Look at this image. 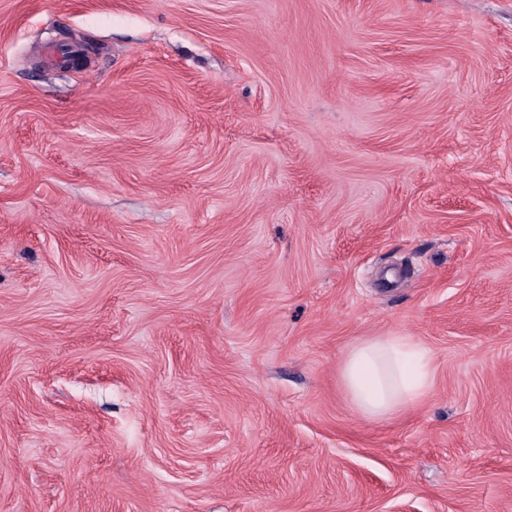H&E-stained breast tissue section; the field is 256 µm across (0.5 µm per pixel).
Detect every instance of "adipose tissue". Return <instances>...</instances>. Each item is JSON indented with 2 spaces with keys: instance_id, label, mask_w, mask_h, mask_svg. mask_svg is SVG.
<instances>
[{
  "instance_id": "adipose-tissue-1",
  "label": "adipose tissue",
  "mask_w": 512,
  "mask_h": 512,
  "mask_svg": "<svg viewBox=\"0 0 512 512\" xmlns=\"http://www.w3.org/2000/svg\"><path fill=\"white\" fill-rule=\"evenodd\" d=\"M341 384L357 410L385 419L419 403L434 380V360L409 336H374L355 345L343 361Z\"/></svg>"
}]
</instances>
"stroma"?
<instances>
[{
    "label": "stroma",
    "mask_w": 512,
    "mask_h": 512,
    "mask_svg": "<svg viewBox=\"0 0 512 512\" xmlns=\"http://www.w3.org/2000/svg\"><path fill=\"white\" fill-rule=\"evenodd\" d=\"M0 512H512V0H0ZM341 384L368 419H385L419 403L434 380V360L409 336H373L355 345L343 361Z\"/></svg>",
    "instance_id": "35a3bbf8"
}]
</instances>
